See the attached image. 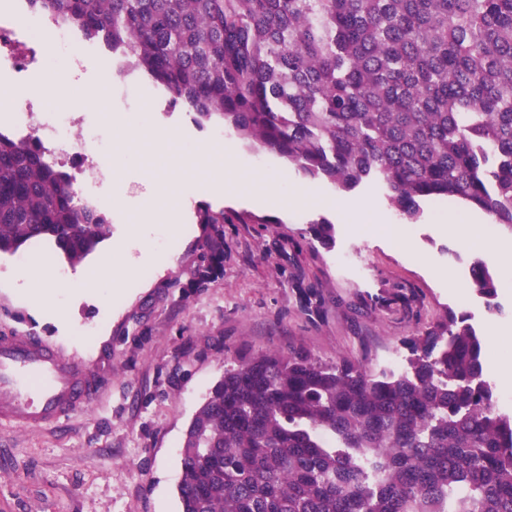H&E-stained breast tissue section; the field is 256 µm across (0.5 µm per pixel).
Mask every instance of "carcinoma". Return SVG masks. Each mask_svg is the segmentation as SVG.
<instances>
[{"label": "carcinoma", "mask_w": 512, "mask_h": 512, "mask_svg": "<svg viewBox=\"0 0 512 512\" xmlns=\"http://www.w3.org/2000/svg\"><path fill=\"white\" fill-rule=\"evenodd\" d=\"M199 126L222 125L345 192L373 184L416 221L448 197L512 234V0H25ZM41 148L0 132V253L48 240L82 262L111 233ZM195 283L224 267L204 210ZM335 243V226H309ZM471 288L499 312L494 272ZM446 307L400 366L261 351L224 370L181 450L180 512H512V414L482 340ZM328 436L333 444L323 441Z\"/></svg>", "instance_id": "carcinoma-1"}]
</instances>
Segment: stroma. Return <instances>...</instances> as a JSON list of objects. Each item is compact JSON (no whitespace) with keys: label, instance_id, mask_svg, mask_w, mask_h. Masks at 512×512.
<instances>
[{"label":"stroma","instance_id":"1","mask_svg":"<svg viewBox=\"0 0 512 512\" xmlns=\"http://www.w3.org/2000/svg\"><path fill=\"white\" fill-rule=\"evenodd\" d=\"M80 47L86 67L71 77L62 105L97 133L112 234L73 267L51 243L22 247V255L69 268L72 285L59 306L67 310L63 318L59 308H33L5 282L17 256L1 253L0 336H38L104 384L87 408L61 425L0 424V512H180L188 423L226 368L261 351L303 348L324 363L348 358L378 368L447 305L468 312L480 336L493 325L505 329L501 346L512 363V270L498 269L501 310L488 312L469 286L476 243L434 223L435 204H425L423 217L411 222L379 187L349 192V200L371 202L401 229V248L387 230L339 220L320 202L300 212L252 206L268 174L281 171L302 182L296 166L230 129L197 126L186 108L167 111V93L140 73L107 80L110 54L95 43ZM149 112L160 123L178 125L188 148L218 133L237 144L238 202L207 195L188 179L179 191L197 197L199 208L243 213L249 221L225 225L224 269L203 288L192 285L203 236L197 216L185 220L173 246L157 253L148 250L153 231H144L134 251L138 279L103 302L86 279L121 253L135 191L147 174L161 172L164 155L155 140L121 142L112 118ZM323 220L336 227L329 250L307 233ZM344 253L363 256L365 272L341 268Z\"/></svg>","mask_w":512,"mask_h":512}]
</instances>
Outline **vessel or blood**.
Segmentation results:
<instances>
[{
	"mask_svg": "<svg viewBox=\"0 0 512 512\" xmlns=\"http://www.w3.org/2000/svg\"><path fill=\"white\" fill-rule=\"evenodd\" d=\"M96 379L30 334L0 338V422L40 427L94 401Z\"/></svg>",
	"mask_w": 512,
	"mask_h": 512,
	"instance_id": "1",
	"label": "vessel or blood"
}]
</instances>
